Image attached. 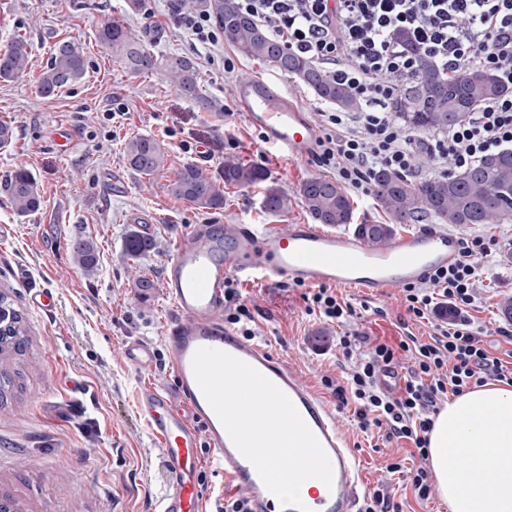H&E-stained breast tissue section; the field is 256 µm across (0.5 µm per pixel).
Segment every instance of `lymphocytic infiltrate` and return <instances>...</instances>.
<instances>
[{"instance_id":"1","label":"lymphocytic infiltrate","mask_w":512,"mask_h":512,"mask_svg":"<svg viewBox=\"0 0 512 512\" xmlns=\"http://www.w3.org/2000/svg\"><path fill=\"white\" fill-rule=\"evenodd\" d=\"M272 37L346 83L363 101L359 112L328 110L319 114L320 134L314 156L332 170L337 182L359 196L371 193L374 173L388 169L409 178L440 177L484 156L512 149V0H239ZM409 29L441 67L454 71L466 63L494 69L508 88L483 103L462 122L428 135L399 124L388 108L394 78L409 74L415 59L395 38ZM492 239L460 241L458 260L432 271L422 284L403 289L406 311L415 321L429 320L426 341L399 340L371 347L356 357L362 338L340 337L351 360L341 381L324 377L338 408L351 409L363 433L382 440H406L426 457L429 433L440 401L489 380L512 383V364L484 345L469 311L474 288ZM308 314L346 323L353 305L329 288L308 292ZM454 320L436 322L442 305ZM411 352L412 364L400 393L381 389L382 368Z\"/></svg>"}]
</instances>
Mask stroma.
Here are the masks:
<instances>
[{"label":"stroma","mask_w":512,"mask_h":512,"mask_svg":"<svg viewBox=\"0 0 512 512\" xmlns=\"http://www.w3.org/2000/svg\"><path fill=\"white\" fill-rule=\"evenodd\" d=\"M112 20L129 27L156 56H189L210 109L181 96L163 70L134 76L105 53L97 34ZM18 34L30 43V71L24 80L0 81V121L15 129L12 144L0 146V180L27 170L42 204L21 217L0 191V227L8 229L0 238V291L23 312L28 339L22 355L0 360V370L16 377L14 388L0 397V496L10 497L18 512H153L168 473L161 448L138 414L137 397L144 383L167 387L172 380L162 363L137 370L123 347L137 338L160 344L174 313L163 271L177 240L196 224H273L284 230L311 223L300 187L331 172L312 156H282L246 122L234 86L246 77L274 74V66L237 54L226 41L218 51L205 49L177 26L169 0H142L137 12L128 10L126 0H0V49ZM63 39L82 43L87 72L45 98L37 81L54 44ZM228 56L235 61L230 73L224 70ZM135 136L163 144L167 157L160 173L143 177L128 167L124 147ZM228 158L264 168L287 193V211H266L263 189L255 185L226 188L224 208L214 213L170 195L169 182L183 165L216 174ZM115 180L123 183L122 192L112 190ZM147 224L155 250L128 259L127 233ZM454 232L496 241L495 260L476 290L471 315L486 325V345L508 349L512 345L500 331L512 330V321L499 302L512 296V263L504 259L512 251V221L458 226ZM81 239L98 247V270L91 278L72 254ZM141 275L154 282L149 294L135 286ZM237 289L257 338L270 341L300 380L335 408L338 428L357 448L366 489L387 490L401 512H448L438 494L417 500L388 472V464L398 460L409 469L419 466L405 442L377 451L366 447L350 413L338 410L322 383L343 371L336 338L344 332L372 343L394 344L408 334L428 339L431 325L407 318L401 288L377 298L342 289L356 309L343 327L307 314V286L241 281ZM44 292L56 297L48 310L34 302Z\"/></svg>","instance_id":"obj_1"}]
</instances>
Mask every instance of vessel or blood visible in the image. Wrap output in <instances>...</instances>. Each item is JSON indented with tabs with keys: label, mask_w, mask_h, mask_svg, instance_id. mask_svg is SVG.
Segmentation results:
<instances>
[{
	"label": "vessel or blood",
	"mask_w": 512,
	"mask_h": 512,
	"mask_svg": "<svg viewBox=\"0 0 512 512\" xmlns=\"http://www.w3.org/2000/svg\"><path fill=\"white\" fill-rule=\"evenodd\" d=\"M235 94L246 121L262 131L267 144L292 158L308 156L317 132L273 80L239 81ZM459 251V237L436 226L406 234L388 249L374 251L356 235L313 224H292L284 232L269 224L194 225L178 240L164 272L165 294L177 313L162 336L174 387L146 384L137 402L148 430L163 449L169 472L155 512H210L196 478L205 462L198 453L203 441L212 449L206 462L233 489L244 492L249 512H297L266 489L206 400L192 369L193 355L202 347L227 352L275 383L324 447L332 463V482L301 492L303 504L311 512H357L364 478L334 415L296 371L274 355L270 343L225 325L226 281L237 277L272 284L286 278L309 285L358 288L375 298L454 263ZM123 354L142 370L156 363L155 349L145 341L127 342Z\"/></svg>",
	"instance_id": "1"
}]
</instances>
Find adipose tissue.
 Masks as SVG:
<instances>
[{
    "instance_id": "1",
    "label": "adipose tissue",
    "mask_w": 512,
    "mask_h": 512,
    "mask_svg": "<svg viewBox=\"0 0 512 512\" xmlns=\"http://www.w3.org/2000/svg\"><path fill=\"white\" fill-rule=\"evenodd\" d=\"M428 467L449 512H512V387L488 383L445 403Z\"/></svg>"
}]
</instances>
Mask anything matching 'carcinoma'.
I'll list each match as a JSON object with an SVG mask.
<instances>
[{
    "mask_svg": "<svg viewBox=\"0 0 512 512\" xmlns=\"http://www.w3.org/2000/svg\"><path fill=\"white\" fill-rule=\"evenodd\" d=\"M208 11L216 25L224 31V39L244 57L269 63L281 72L299 79L304 87L320 99L347 112L361 110V101L346 85L336 81L323 68L306 56L273 39L238 0H208ZM399 38L416 58L413 77L406 81L390 102L391 110L413 130L446 129L453 126L482 103L509 89L496 72L485 67H467L447 77L440 66L424 54L405 32ZM103 48L115 55L132 74H148L161 67L181 93L202 109L209 101L199 92L198 72L194 61L183 55L160 59L133 35L121 22L104 24L98 35ZM29 45L22 36L15 37L0 52V81L17 80L26 74ZM87 59L84 48L75 39L56 43L46 69L38 81V91L51 97L61 89L83 78ZM164 148L154 138L134 137L124 147L128 166L136 173L151 176L164 166ZM267 181L259 167L244 166L233 159L224 160L219 176L212 177L194 164L184 165L169 186L171 194L194 203L204 212L224 208V188L255 185ZM13 211L27 216L39 210L40 195L35 182L25 170L9 175L3 184ZM372 192L380 208L388 215V223L363 222L354 225V232L368 247L388 248L404 224H415L433 216L444 224H499L512 219V150L488 155L471 167L457 170L445 177L413 181L391 170L375 173ZM302 203L319 224L347 226L353 215L344 188L334 180L312 178L301 187ZM264 208L272 214L288 210V195L279 187L264 189ZM130 257H137L153 248V241L137 232L128 235L124 244ZM79 266L88 275L98 268V251L90 241L74 247ZM25 333L22 314L12 310L11 322L0 331V354L19 346Z\"/></svg>",
    "mask_w": 512,
    "mask_h": 512,
    "instance_id": "1",
    "label": "carcinoma"
}]
</instances>
